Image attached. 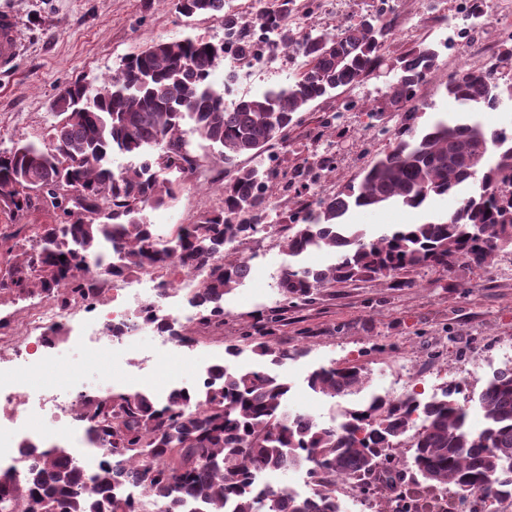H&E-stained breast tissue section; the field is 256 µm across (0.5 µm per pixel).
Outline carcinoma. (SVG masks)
Instances as JSON below:
<instances>
[{
  "label": "carcinoma",
  "instance_id": "1",
  "mask_svg": "<svg viewBox=\"0 0 512 512\" xmlns=\"http://www.w3.org/2000/svg\"><path fill=\"white\" fill-rule=\"evenodd\" d=\"M461 3L464 24L457 36L466 38L484 16L483 0ZM224 6L225 0H177L186 18L222 14L224 41L188 36L154 42L100 85H67L54 102L57 121L45 138L0 148V213L14 227L0 234L8 254L0 294L37 293L66 305L100 295L114 276L161 274L176 260L206 270L189 299L201 328L224 323V295L251 271L228 246L266 230L270 194L279 186V173L264 166L272 160L269 150L312 102L370 75L388 77L368 115L390 145L359 183L312 201L307 193L320 172L334 169L336 158L326 152L292 169L285 184L295 190L285 249L291 257L325 249L334 260L320 269L284 268L275 282L284 301L306 303L324 288L357 281L406 288L411 271L445 275L460 263L482 269L512 249V130L467 119H438L420 132L383 125L385 113L415 100L440 57L423 43L395 58L386 54L393 36L390 0H377L373 12L334 32L293 30L296 0H280L248 24ZM267 32L303 58L301 72L285 87L224 107L229 83L216 88L213 70L230 55L249 60ZM506 69L512 70V48L497 56L494 67L458 71L445 86L456 111H494L512 99V81L501 82ZM187 125L218 150L234 175L221 188L220 209L163 236L145 210L175 201L188 179L205 172L189 150ZM116 153L141 162L115 168ZM70 187L80 188L79 199L67 197ZM448 195L459 196V204L437 221L391 224L373 237L347 222L354 209H419ZM40 208L52 213L50 223H22ZM280 322L281 314H272L245 335L255 342L253 352L271 364L289 358L274 340ZM366 383L359 365L322 367L308 377L310 388L329 398L355 395ZM289 391L277 375L226 361L211 368L198 391H177L161 404L141 392L82 395L77 411L109 451L99 472L86 483L67 452L45 449L23 482L0 479V502L11 512H136L131 493L119 487L121 465L133 463L139 472L132 480L147 490L146 512H343L336 481L372 478L395 490L394 451L402 446L411 451V479L394 499L415 512H456V499L489 495L504 484L512 495V367L462 403L452 387L428 401L415 393L378 397L345 410L337 426L289 412ZM473 407L484 420L477 432L469 426ZM300 465L312 478L307 495L257 481L268 470Z\"/></svg>",
  "mask_w": 512,
  "mask_h": 512
}]
</instances>
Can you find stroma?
<instances>
[{"instance_id":"stroma-1","label":"stroma","mask_w":512,"mask_h":512,"mask_svg":"<svg viewBox=\"0 0 512 512\" xmlns=\"http://www.w3.org/2000/svg\"><path fill=\"white\" fill-rule=\"evenodd\" d=\"M393 36L390 55L419 43L440 51V65L421 86L418 109L411 122L422 130L444 116L450 104L445 96L449 79L461 68L481 65L489 53H499L512 15V0H486L485 15L467 43L457 44L448 22L447 0H392ZM375 0H318L312 14L296 12L292 26L335 29L345 20L370 13ZM19 21L21 48L14 66L0 69V146L17 140H37L55 123L54 100L60 90L76 81H103L115 74L123 61L153 41L198 35L212 42L224 38L221 17L182 16L175 0H0V11ZM299 69L284 56L254 69L223 61L218 74L235 72L236 79L225 105L239 97L262 94L287 86ZM384 88L383 78L366 77L342 96L323 98L299 113L288 141L278 147L275 166L283 172L323 152L338 159L335 170L325 173L321 189L330 193L342 185L359 182L363 172L387 149L377 138L366 113H344L331 137L313 140L311 131L321 115L339 110L343 99L374 102ZM191 150L203 157L210 171L206 184L190 182L170 206L148 211L151 223L171 230L192 223L221 202L219 186L225 166L205 143L191 140ZM453 198L431 200L422 209L389 207L358 210L351 223L367 231L384 224H417L448 214ZM288 210L272 204L268 233L238 245L248 259L251 274L246 282L224 297V327L199 330L196 345L179 344L158 351L151 372H138L133 362L152 348L150 334L128 342L124 351H113L101 342L74 344L72 326H65L48 367L23 373L32 391L60 388L80 375L86 391L103 393L144 392L157 395L172 377L193 384L210 361L225 357L227 339L238 336L259 313L281 310L280 344L290 357L279 374L291 386L288 409L329 422L341 410L356 404V397L332 399L310 390L309 373L321 366L357 364L368 376L366 395L399 396L432 394L444 381L464 383L466 394L479 393L493 374L512 366V252H501L493 264L478 270L459 266L446 277L432 271L410 273L408 288H390L380 281L354 282L324 289L315 300L284 307L275 288L281 270L289 263L279 226Z\"/></svg>"}]
</instances>
